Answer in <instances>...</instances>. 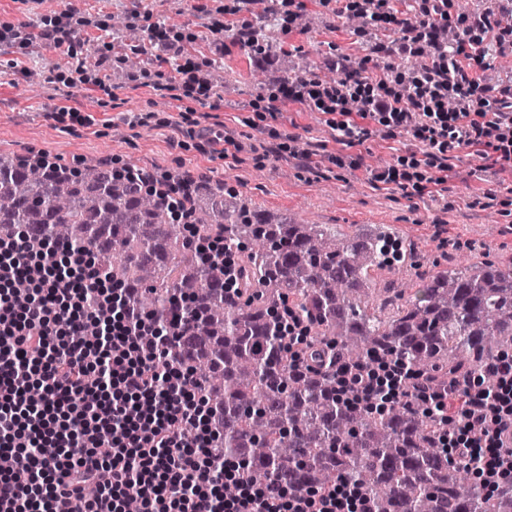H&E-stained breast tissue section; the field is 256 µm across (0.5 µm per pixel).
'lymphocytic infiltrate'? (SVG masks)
<instances>
[{
  "instance_id": "f902f5d3",
  "label": "lymphocytic infiltrate",
  "mask_w": 512,
  "mask_h": 512,
  "mask_svg": "<svg viewBox=\"0 0 512 512\" xmlns=\"http://www.w3.org/2000/svg\"><path fill=\"white\" fill-rule=\"evenodd\" d=\"M255 0H226L209 24L216 50L225 33L252 46L259 69L274 56L256 42ZM450 0H346L376 37L368 67L339 55L335 79L308 71L282 77L267 112L293 102L329 117L336 142L353 147L406 137L418 150L371 170L372 181L440 197L450 153L473 149L485 169L512 168V73L488 81L492 60L512 59V0H478L458 17ZM73 11L37 33L0 29V43L40 39L70 45ZM161 64L184 80L181 98L210 97L184 44L156 26L148 35ZM123 283L97 257L18 232L0 236V512H371L352 483L322 493L287 481L256 486L214 446L211 412L187 368L161 366L165 340L126 302ZM337 366L336 386L363 408L417 405L453 422L443 440L452 459L496 490L512 480V358L499 355L440 391L389 360Z\"/></svg>"
}]
</instances>
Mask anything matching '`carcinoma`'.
<instances>
[{
    "instance_id": "cac0c4a2",
    "label": "carcinoma",
    "mask_w": 512,
    "mask_h": 512,
    "mask_svg": "<svg viewBox=\"0 0 512 512\" xmlns=\"http://www.w3.org/2000/svg\"><path fill=\"white\" fill-rule=\"evenodd\" d=\"M112 174L98 160L79 169L44 158L0 156V233L73 249L99 246L133 302L160 323L192 311L190 335L176 336L161 365L181 364L201 383L219 424L218 450L266 484L325 490L350 481L373 512H512V485L487 493L440 440L452 424L414 407L374 413L336 394L330 361L359 364L388 356L441 390L512 346V269L474 264L468 273L432 266L413 297L398 277L376 303L374 274L392 266L388 237L345 240L297 214L271 219L243 199L224 198L206 176L186 197L194 232L238 259L237 299L225 271L184 237L161 196ZM392 306L386 318L376 309ZM280 309L307 322L309 345L327 367L300 370L299 349L272 317Z\"/></svg>"
}]
</instances>
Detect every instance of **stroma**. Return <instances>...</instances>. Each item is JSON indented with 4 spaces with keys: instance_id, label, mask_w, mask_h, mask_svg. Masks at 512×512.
<instances>
[{
    "instance_id": "1",
    "label": "stroma",
    "mask_w": 512,
    "mask_h": 512,
    "mask_svg": "<svg viewBox=\"0 0 512 512\" xmlns=\"http://www.w3.org/2000/svg\"><path fill=\"white\" fill-rule=\"evenodd\" d=\"M224 0H0V28L36 31L43 16L74 10L87 23L78 28L72 51L103 55V63L79 81L74 70L60 66V49L34 42L26 51L0 44V154L44 155L68 167L90 158L114 168L144 169L172 181L184 173L206 174L223 181L261 213H297L325 225L337 237L351 236L370 224L392 225L401 245H414L423 267L466 270L475 263L512 265V172H479V160L459 151L452 159L448 204L429 197L402 196L376 185L366 167L337 168L331 156L390 158L413 150L414 142L371 139L345 147L336 144L326 117L297 104L265 110L267 97L280 76L307 66H323L334 53L363 56L362 37L345 26L338 0H306L318 15V28L265 26L267 40L277 47V60L255 85L250 47L225 36L224 50L213 53L207 26ZM139 11L137 26L121 32L112 17ZM166 24L185 36L186 47L202 69L223 68L228 79L224 104L191 103L174 96L161 99L151 86L123 83L112 69V56L141 53L147 70H155L145 31ZM273 125L296 136L314 154L313 172L298 170L287 152L272 149L259 129ZM239 141L242 149L227 155L223 145L201 137L202 129ZM492 193L490 207L470 206L471 197Z\"/></svg>"
}]
</instances>
